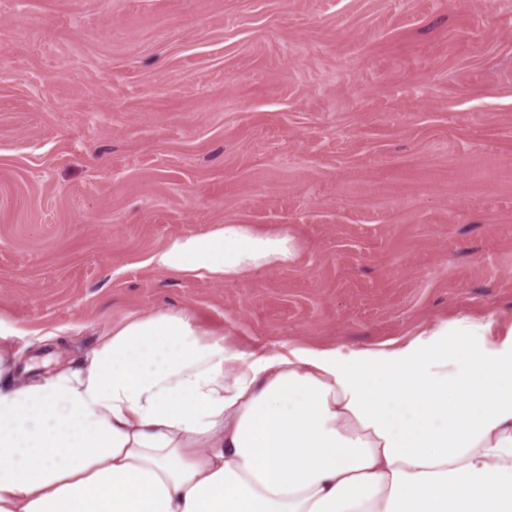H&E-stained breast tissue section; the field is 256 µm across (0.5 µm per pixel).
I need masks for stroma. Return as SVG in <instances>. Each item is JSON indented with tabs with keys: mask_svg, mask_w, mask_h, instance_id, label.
Listing matches in <instances>:
<instances>
[{
	"mask_svg": "<svg viewBox=\"0 0 512 512\" xmlns=\"http://www.w3.org/2000/svg\"><path fill=\"white\" fill-rule=\"evenodd\" d=\"M288 226L285 268L152 254ZM194 310L242 350L512 320V0H0V320L20 368Z\"/></svg>",
	"mask_w": 512,
	"mask_h": 512,
	"instance_id": "obj_1",
	"label": "stroma"
}]
</instances>
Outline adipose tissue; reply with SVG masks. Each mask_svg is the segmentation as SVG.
Returning <instances> with one entry per match:
<instances>
[{
  "label": "adipose tissue",
  "mask_w": 512,
  "mask_h": 512,
  "mask_svg": "<svg viewBox=\"0 0 512 512\" xmlns=\"http://www.w3.org/2000/svg\"><path fill=\"white\" fill-rule=\"evenodd\" d=\"M300 252L288 227L218 224L150 261L223 280ZM0 512H512V322L265 355L156 310L25 382L0 349Z\"/></svg>",
  "instance_id": "1"
}]
</instances>
